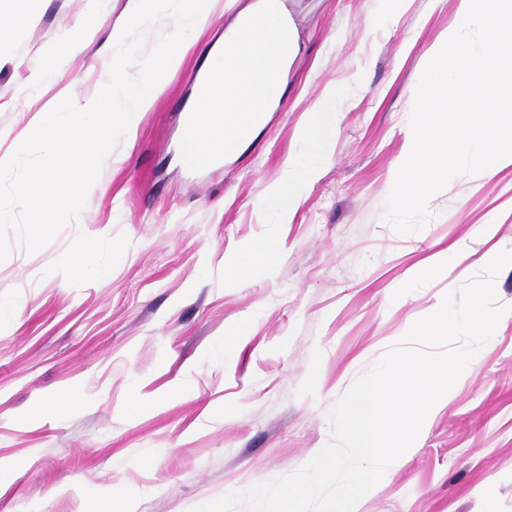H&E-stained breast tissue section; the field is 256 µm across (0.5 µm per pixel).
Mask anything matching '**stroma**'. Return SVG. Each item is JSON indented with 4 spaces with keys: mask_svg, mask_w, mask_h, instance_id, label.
I'll return each mask as SVG.
<instances>
[{
    "mask_svg": "<svg viewBox=\"0 0 512 512\" xmlns=\"http://www.w3.org/2000/svg\"><path fill=\"white\" fill-rule=\"evenodd\" d=\"M284 2L302 52L278 109L238 152L198 173L180 153L194 77L235 15L214 0L78 222L33 253L8 232L0 512H98L113 498L132 512H192L294 472L334 442L328 413L351 384L488 257L512 250V167L452 178L418 232L384 219L416 88L457 0H408L399 12L388 0ZM92 7L99 33L62 80L21 99L47 47ZM126 7L29 0L27 23L0 45V156L44 105L101 88L99 53ZM331 85L344 89L332 151L278 223L261 190L300 153L305 111ZM490 217L496 229L479 235ZM265 240L279 248L270 272L230 267ZM457 244L464 259L448 254ZM80 249L96 269L69 275ZM495 285L506 312L493 340L360 512H512V266ZM64 393L73 405L43 411Z\"/></svg>",
    "mask_w": 512,
    "mask_h": 512,
    "instance_id": "obj_1",
    "label": "stroma"
}]
</instances>
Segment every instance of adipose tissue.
Wrapping results in <instances>:
<instances>
[{"label":"adipose tissue","mask_w":512,"mask_h":512,"mask_svg":"<svg viewBox=\"0 0 512 512\" xmlns=\"http://www.w3.org/2000/svg\"><path fill=\"white\" fill-rule=\"evenodd\" d=\"M101 28L98 10L87 11L76 27L62 36L50 48L45 73L30 77L22 89L23 98L33 97L46 75H60L64 56L81 51L84 43ZM336 87H329L309 109V117L300 130V138L307 147L304 156L289 157L279 181L268 185L264 191L266 201L274 209L280 223H288L299 200L298 188L314 179L322 161L329 155L336 129Z\"/></svg>","instance_id":"ef3b65f1"}]
</instances>
